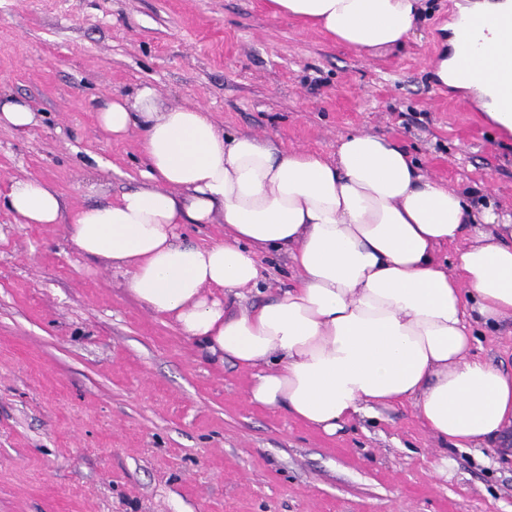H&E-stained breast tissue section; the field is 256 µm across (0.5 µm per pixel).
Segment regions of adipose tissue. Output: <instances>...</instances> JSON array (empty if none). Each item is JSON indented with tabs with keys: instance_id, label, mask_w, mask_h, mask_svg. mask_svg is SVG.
<instances>
[{
	"instance_id": "1",
	"label": "adipose tissue",
	"mask_w": 512,
	"mask_h": 512,
	"mask_svg": "<svg viewBox=\"0 0 512 512\" xmlns=\"http://www.w3.org/2000/svg\"><path fill=\"white\" fill-rule=\"evenodd\" d=\"M267 14L357 51L403 46L420 0H265ZM453 53L431 67L448 84L452 57L496 58L471 87L491 95L512 66V40L492 27L453 28ZM115 138L139 132L140 184L78 208L77 249L125 270L128 292L166 317L200 357L251 371L248 400L333 435L353 416L414 402L441 442L496 443L512 427V375L471 357L467 322L512 318V216L474 210L426 176L405 149L356 131L332 153L286 151L228 136L200 105L163 106L148 86L97 107ZM0 205L22 224H56L58 193L28 178ZM186 224H220L223 241H182ZM461 243L454 265L443 246ZM284 252L297 284L240 302L262 276L260 253Z\"/></svg>"
}]
</instances>
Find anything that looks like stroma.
I'll return each instance as SVG.
<instances>
[{
	"label": "stroma",
	"mask_w": 512,
	"mask_h": 512,
	"mask_svg": "<svg viewBox=\"0 0 512 512\" xmlns=\"http://www.w3.org/2000/svg\"><path fill=\"white\" fill-rule=\"evenodd\" d=\"M424 4L405 46L359 52L262 0H0V96L42 115L0 127V194L31 177L62 201L58 224L0 209V512H512L511 428L440 474L412 403L333 435L253 405L250 372L202 362L69 236L86 185L114 199L139 183V133L109 137L94 106L144 86L288 151L392 138L440 184L511 211L512 133L448 101L429 61L454 0ZM259 261L251 301L295 283L288 257ZM472 328L473 357L511 374L512 323Z\"/></svg>",
	"instance_id": "35a3bbf8"
}]
</instances>
